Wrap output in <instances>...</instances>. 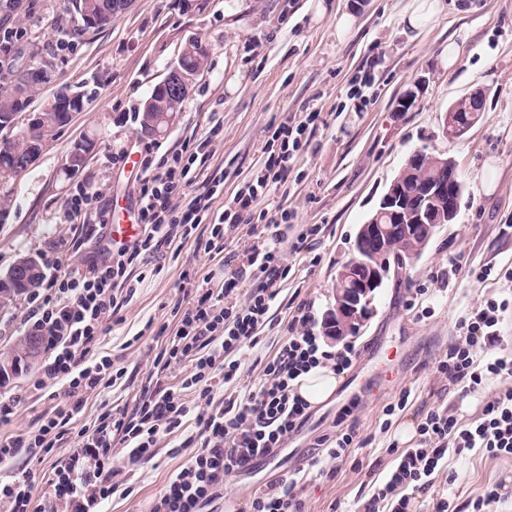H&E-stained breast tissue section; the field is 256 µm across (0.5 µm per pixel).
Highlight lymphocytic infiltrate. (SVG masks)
Instances as JSON below:
<instances>
[{"label":"lymphocytic infiltrate","instance_id":"lymphocytic-infiltrate-1","mask_svg":"<svg viewBox=\"0 0 512 512\" xmlns=\"http://www.w3.org/2000/svg\"><path fill=\"white\" fill-rule=\"evenodd\" d=\"M317 118L310 111L274 132L263 174L239 189L221 214L213 215L208 236H198L196 229L205 214H212L211 195L180 196L197 160L196 149L187 147L157 164H144L137 210L143 235L132 246L102 263H76L54 250L43 253L48 275L42 291L27 294L23 320L45 344L43 373L35 389L62 386L64 400L40 424L5 438L0 464H12L21 456L49 463L51 491L45 503L34 504L35 474L22 471L13 482L0 485V512H102V503L124 484L122 469L114 464L117 449H125L132 461L151 458L160 434L190 421L196 432L183 445L197 452L188 466L170 476L149 512H203L223 498L225 478L251 474L308 421L309 405L295 393L294 381L320 365L344 373L355 357L349 348L334 353L322 349L310 327V303L299 304L289 318V338L264 363L258 390L242 398L227 394L241 379L240 351L258 344V333L270 319L284 255L301 252L307 236L289 240L281 225L291 215L284 211L270 221L266 233L257 235L242 264L225 255L224 241L251 223L268 186L287 182L290 165L303 147L302 136ZM177 238L193 240L196 252L218 263L206 276L207 289L185 310L178 330L153 360L160 372L188 364L187 374L177 388L155 383L133 412L108 409L97 415L93 426H79L89 395L121 377L111 358L97 356L96 350L103 324L136 291L129 265L141 253L161 252ZM254 272L265 276L263 287L245 302L234 301L238 283ZM511 306L505 300L492 301L466 313L458 323L459 340L436 366L439 376L470 393L494 378L503 380L504 388L468 424L448 407L430 408L417 425L415 444L399 454L375 485L364 512H412L416 492L429 494L427 512H448V499L435 486L449 458L476 449L492 456L512 455V357L493 355L480 365L474 360L476 350L498 342V314ZM68 434L74 437L73 446L60 447ZM240 512H305L298 479L282 478L255 489Z\"/></svg>","mask_w":512,"mask_h":512}]
</instances>
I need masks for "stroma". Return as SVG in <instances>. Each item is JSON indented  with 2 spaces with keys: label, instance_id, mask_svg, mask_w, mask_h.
Listing matches in <instances>:
<instances>
[{
  "label": "stroma",
  "instance_id": "stroma-1",
  "mask_svg": "<svg viewBox=\"0 0 512 512\" xmlns=\"http://www.w3.org/2000/svg\"><path fill=\"white\" fill-rule=\"evenodd\" d=\"M445 3L444 12L420 33L400 23L410 0H329L320 18L313 0H133L109 25L78 39L68 36L74 16L66 0H16L12 11L0 12L1 23L22 32L18 49L54 56L56 84L86 82L91 90L83 110L49 140L37 162L0 189L6 197L0 206V277L21 256L40 257L53 245L65 250L80 238L81 221L65 214L76 188L101 194L107 219L103 239L83 241L79 251L95 260L103 257L104 244L121 237V205L138 204L145 156L157 160L207 140L211 126L223 122L222 136L207 140L187 187L202 193L215 174H223V190L212 204L219 212L263 170L265 143L275 127L309 109L320 113L286 188L270 190L253 218L261 226L285 208L294 214L289 239L312 226L319 233L301 253L288 255L278 283L279 305L259 344L243 353L237 392L244 396L258 386L261 358L274 356L287 340L289 310L302 301L312 305L313 331L323 348L350 346L356 357L332 397L311 407L308 422L274 458L254 474L225 478L224 494L237 502L281 475L299 472L306 512H358L373 491L371 467L392 464L390 449L399 443L403 424L419 423L438 404L457 409L462 422H470L501 385L492 379L469 393L447 385L435 367L472 307L487 300L512 303V280L498 275L512 269V0ZM340 12L356 20L342 36L336 33ZM59 37L69 39V49H55ZM192 37L209 48L205 69L169 132L140 136L138 114L145 100ZM452 46L458 55L450 64ZM234 78L240 84L232 92L227 84ZM364 80L370 83L363 88L365 99L354 103L350 94ZM477 91L484 94L479 120L460 138L447 139L442 122L448 107ZM409 92L414 98L403 104ZM88 135L96 141L93 152L79 171L66 173L72 145ZM418 151L455 160L465 186L456 219L438 227L418 257L384 279L356 334L340 341L323 337L322 321L336 304L338 269L351 258L361 224ZM452 262L459 274L438 280V271ZM483 266L494 273L476 281L471 271ZM212 267L190 241L130 266L131 277L143 282L105 323L98 347L123 376L89 397L83 425H93L104 406L134 409L148 389L159 332L177 328L182 271L200 280ZM37 373L30 367L0 386V395L20 400L15 420L0 426V436L40 422L52 408V400L32 388ZM404 390L410 393L405 409L384 427V407ZM344 414L356 423L360 447L312 467L319 440L335 435ZM185 437L180 430L161 435L154 457L135 464L118 455L116 465L133 472L131 492L111 497L104 512H147L170 475L193 456V449L182 445ZM448 468L455 476L448 486L452 512H470L469 502L487 484L502 480L512 490V456L477 452L449 459Z\"/></svg>",
  "mask_w": 512,
  "mask_h": 512
}]
</instances>
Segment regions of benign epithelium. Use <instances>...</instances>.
Masks as SVG:
<instances>
[{
    "mask_svg": "<svg viewBox=\"0 0 512 512\" xmlns=\"http://www.w3.org/2000/svg\"><path fill=\"white\" fill-rule=\"evenodd\" d=\"M167 96L180 100L190 93V83L174 61L161 82ZM473 104L469 116L461 117L452 107L444 114L443 132L458 138L481 114L480 96L468 97ZM83 102L82 92L71 85H61L51 98L63 121L71 119L72 106ZM17 137L0 141V167L9 169L16 155ZM90 147L82 140L75 142L67 157L70 170L83 165ZM460 185L453 159L434 154L412 156L392 181L379 207L361 225L354 245V256L344 263L336 275V307L325 319L327 335L340 340L356 333L390 271V261L404 263L417 257L426 247L436 228L449 224L458 212ZM34 258H21L8 271V278L18 282L26 278ZM39 338L26 336L20 349L0 355V384L32 363L39 352Z\"/></svg>",
    "mask_w": 512,
    "mask_h": 512,
    "instance_id": "7a95c632",
    "label": "benign epithelium"
}]
</instances>
